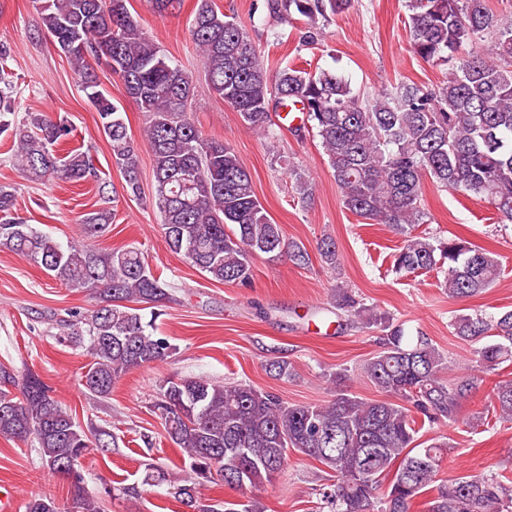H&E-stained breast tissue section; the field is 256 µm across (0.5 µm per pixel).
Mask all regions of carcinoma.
Wrapping results in <instances>:
<instances>
[{
    "label": "carcinoma",
    "mask_w": 512,
    "mask_h": 512,
    "mask_svg": "<svg viewBox=\"0 0 512 512\" xmlns=\"http://www.w3.org/2000/svg\"><path fill=\"white\" fill-rule=\"evenodd\" d=\"M127 0H34L36 33L51 37L70 59L82 91L95 108L121 171L126 192L141 195L139 148L123 112L100 87L90 61L112 63L111 71L145 113L144 139L152 154V205L168 249L207 278L246 285L254 259L283 255L297 266L309 262L300 244L286 239L259 203L251 173L230 146L203 136L189 104L192 74L167 56L131 15ZM183 0H148L164 17ZM353 0H267L271 17L297 15L305 23L303 42L321 36L320 23L347 12ZM411 49L432 64L453 62L448 79L433 90L404 86L365 103L351 83L331 70L310 72L286 65L268 70L260 49L235 18L197 0L189 34L203 66L206 85L233 108L247 129L265 139L278 135L272 113L301 106L319 138L343 207L386 225L403 237L394 255L397 273L441 270L448 294L466 298L486 292L498 280V259L459 237L423 232L429 216L422 206L424 180L479 197L512 222V25L502 26L486 0H407ZM13 75L0 71V137L12 141V162L32 182L91 183L102 199L107 182L91 147L60 154L73 129L64 118L27 112L15 121ZM193 177H188V174ZM288 177L299 199L312 196V179L288 161ZM0 248L42 268L67 288L97 300L94 309L68 321L66 340L86 351L81 377L94 396L106 399L129 371L173 356L175 345L157 335L162 308L172 289L134 246L99 250L61 244L19 216L16 189L0 183ZM107 207L86 213L79 224L86 237L112 231ZM322 263L339 267L336 242L319 245ZM333 306L362 329L381 332L379 350L361 373L385 398L362 399L343 386L340 369L324 375L332 398L296 404L247 383L220 384L203 378L169 377L154 409L171 440L189 460L185 479L154 467L145 481L167 486V494L195 512H264L251 497L241 509L202 497L201 488L219 481L231 489H259L278 476L289 454L321 463L336 479L322 493L329 512H409L419 497L423 512H512V479L470 475L438 479L443 446L418 447L419 432L441 420L456 422L461 401L483 382L482 375L512 363V309L488 315L462 314L451 324L470 345L477 372L448 379L451 361L432 341L408 336L401 325L349 288L338 287ZM150 309V315L144 309ZM266 369L277 378L292 374L282 357ZM15 377L0 368V436L34 439L41 462L57 473L105 447L111 433L83 429L37 375H25L19 394ZM491 414L512 421V377L496 381ZM70 498H32L25 512H103L83 476L70 482Z\"/></svg>",
    "instance_id": "1"
}]
</instances>
